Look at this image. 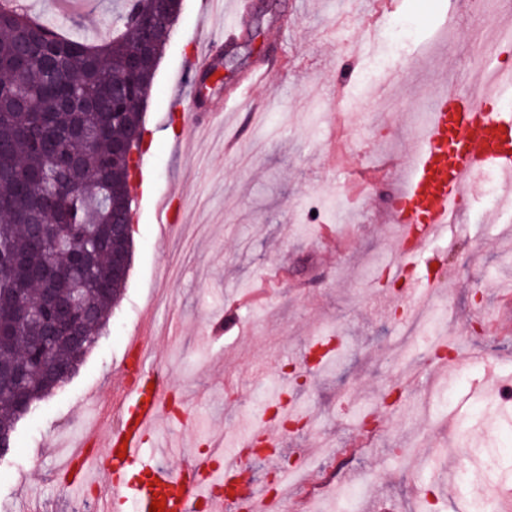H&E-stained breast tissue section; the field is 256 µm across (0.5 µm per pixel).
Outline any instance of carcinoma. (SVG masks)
<instances>
[{
    "instance_id": "1",
    "label": "carcinoma",
    "mask_w": 512,
    "mask_h": 512,
    "mask_svg": "<svg viewBox=\"0 0 512 512\" xmlns=\"http://www.w3.org/2000/svg\"><path fill=\"white\" fill-rule=\"evenodd\" d=\"M159 0H125L112 37L75 39L31 16L26 0H0V457L16 425L66 382L47 376L46 351L23 311L51 289L69 305L75 289L86 325L83 354L66 340L60 363L82 360L98 343L127 279L113 275L112 224L126 208L131 179L126 144L144 132L143 103L154 72L135 77L131 62L151 43L162 52L170 31L142 18ZM37 211L64 237H38Z\"/></svg>"
}]
</instances>
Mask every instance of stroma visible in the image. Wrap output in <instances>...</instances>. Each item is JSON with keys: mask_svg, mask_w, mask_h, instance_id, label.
Segmentation results:
<instances>
[{"mask_svg": "<svg viewBox=\"0 0 512 512\" xmlns=\"http://www.w3.org/2000/svg\"><path fill=\"white\" fill-rule=\"evenodd\" d=\"M49 0L31 9L62 32H112L114 0ZM418 42L438 40L443 24L453 43L409 60L408 76L389 95L391 111L335 96L342 37L336 17L360 35L373 18L368 0H252L248 34L221 76L216 98L267 60L272 69L239 99L223 122L184 141L188 117L173 111L185 91V61L223 26L220 0H182L144 105L148 148L132 180L133 256L120 302L105 334L78 373L22 419L0 472V512H27L28 497L46 512H81L62 492L48 452L60 433L79 437L110 395V379L129 342L144 336L170 374L186 419L160 430L172 448L157 466L177 468L185 451L220 440L231 451L248 430L267 422L260 404L295 410L303 428L283 430L280 459L303 462L319 445L303 481L291 482L280 512H307L328 481L351 494L350 512H456V496L431 477L465 432L467 454L486 468L468 481L469 496L490 489L512 497V401H500L512 379V333L488 335L490 320L512 322L498 286L512 282V234L486 224L485 191L458 218L470 233L448 231L435 247L447 281L418 323L447 331L456 355L469 356L474 378L434 372L438 359L406 332L398 310L401 282L389 272L398 225L385 209L405 168L403 139L420 123V104L439 85L477 77L473 53L493 28L465 4L401 0ZM174 136H166V129ZM374 171L375 191L352 204L349 178ZM488 378L486 392L472 390ZM439 397L426 411L424 394Z\"/></svg>", "mask_w": 512, "mask_h": 512, "instance_id": "obj_1", "label": "stroma"}]
</instances>
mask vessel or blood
Listing matches in <instances>:
<instances>
[{
	"label": "vessel or blood",
	"mask_w": 512,
	"mask_h": 512,
	"mask_svg": "<svg viewBox=\"0 0 512 512\" xmlns=\"http://www.w3.org/2000/svg\"><path fill=\"white\" fill-rule=\"evenodd\" d=\"M232 22L212 34L204 50L190 59L183 72L185 81L197 82L214 65L217 49L237 42L246 31L251 0H234ZM478 82L485 88L482 103H475L469 88L448 86L431 97L428 124L413 140L410 151V178L400 188L387 214L391 223L403 225L395 241L396 251L412 266L443 268L445 258L433 244L447 229L467 233L464 224H453L462 200L472 197L479 176L489 170L502 178L499 204L492 214L512 208V113L502 109L512 98V69L481 72ZM197 97L176 99L174 109L192 112L193 126L223 118L222 109L209 113L197 110ZM442 278L408 279L404 282L406 313L413 314L430 301ZM132 358L123 363L113 380L121 398L113 406L114 416L105 431L93 432L91 439L98 451L92 455L71 454L64 466L72 478L66 487L81 495L95 471H102L108 482L98 502L99 512H151L153 499L164 502V512H193L198 501H205L207 512H223L224 498L211 495L207 484L197 475L207 469L204 461L185 455L180 467H157L145 456V446L158 435L168 415L167 377L155 365L144 341L130 347ZM279 435L273 425L254 428L244 443L225 455L221 467L209 469L211 480H241L248 462V448L262 444L277 447ZM149 473V483L131 484L134 471Z\"/></svg>",
	"instance_id": "1"
}]
</instances>
